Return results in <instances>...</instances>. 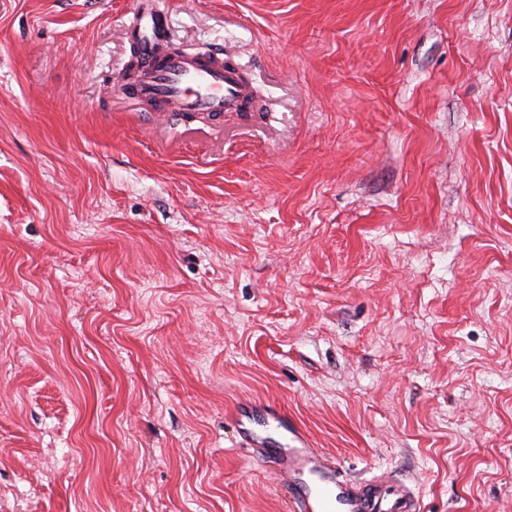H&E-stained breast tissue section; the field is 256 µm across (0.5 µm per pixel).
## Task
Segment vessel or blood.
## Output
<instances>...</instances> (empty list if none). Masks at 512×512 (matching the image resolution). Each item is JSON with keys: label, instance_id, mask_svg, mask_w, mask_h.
<instances>
[{"label": "vessel or blood", "instance_id": "vessel-or-blood-1", "mask_svg": "<svg viewBox=\"0 0 512 512\" xmlns=\"http://www.w3.org/2000/svg\"><path fill=\"white\" fill-rule=\"evenodd\" d=\"M142 33L143 71L132 85L140 100H163L187 114H218L241 108L250 95L240 71L214 56L201 62L179 55L159 57L160 36L155 10L147 0L136 14ZM266 414L287 438L285 447L273 449L277 471L286 473L293 494L290 512H420L414 492L382 482L351 489L336 477L332 460L312 448L307 436L285 414L267 409ZM256 411L237 410L234 420L243 444L261 448L263 436L252 427Z\"/></svg>", "mask_w": 512, "mask_h": 512}]
</instances>
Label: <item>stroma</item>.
Wrapping results in <instances>:
<instances>
[{"label":"stroma","instance_id":"stroma-1","mask_svg":"<svg viewBox=\"0 0 512 512\" xmlns=\"http://www.w3.org/2000/svg\"><path fill=\"white\" fill-rule=\"evenodd\" d=\"M141 0H0V512H512V0H152L256 111L135 104ZM265 412L282 430L288 442L272 450L276 470L288 474L293 494L289 501L292 512H419L414 492L398 485L382 482L350 489L336 478L335 466L310 442L303 431L285 414L270 406H255L251 411L239 407L234 420L241 442L248 448H265L267 441L252 427L256 416ZM342 509V510H339Z\"/></svg>","mask_w":512,"mask_h":512}]
</instances>
